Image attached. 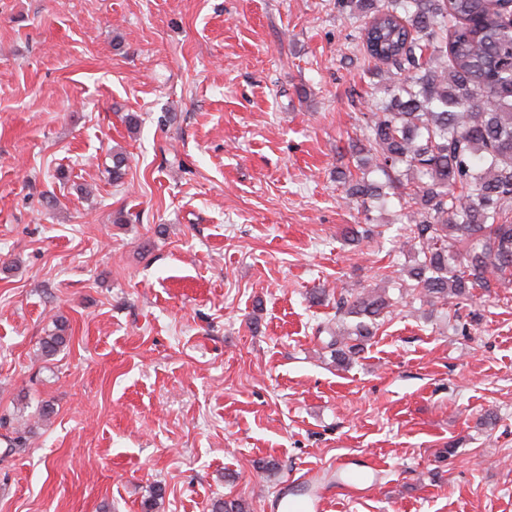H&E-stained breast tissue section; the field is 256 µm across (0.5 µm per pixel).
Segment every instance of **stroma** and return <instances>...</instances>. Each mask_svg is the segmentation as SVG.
Returning <instances> with one entry per match:
<instances>
[{
    "instance_id": "35a3bbf8",
    "label": "stroma",
    "mask_w": 512,
    "mask_h": 512,
    "mask_svg": "<svg viewBox=\"0 0 512 512\" xmlns=\"http://www.w3.org/2000/svg\"><path fill=\"white\" fill-rule=\"evenodd\" d=\"M371 68L336 0H0V512H272L361 456L323 512H512V284L344 368L319 331L408 263L396 198L344 238ZM346 463L336 472V489L338 495L356 499L366 495L379 483L381 468L369 457L356 460L357 468H348ZM354 475V479L350 478Z\"/></svg>"
}]
</instances>
